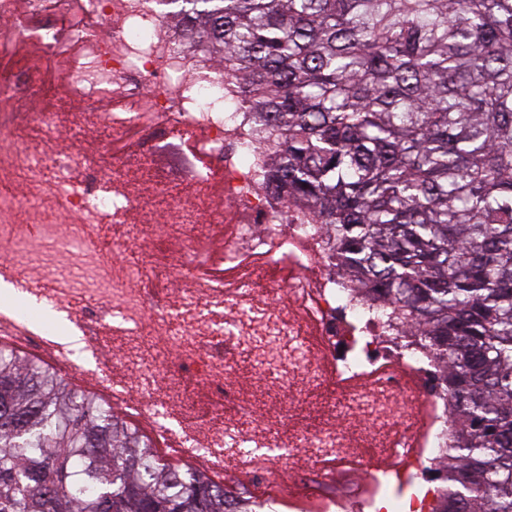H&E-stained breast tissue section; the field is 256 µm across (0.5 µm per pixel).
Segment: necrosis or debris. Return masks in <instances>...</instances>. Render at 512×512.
<instances>
[{
	"label": "necrosis or debris",
	"mask_w": 512,
	"mask_h": 512,
	"mask_svg": "<svg viewBox=\"0 0 512 512\" xmlns=\"http://www.w3.org/2000/svg\"><path fill=\"white\" fill-rule=\"evenodd\" d=\"M103 22L109 33L100 31ZM45 58L56 60V68L20 91L23 74ZM76 102L97 110V128L113 140L136 131L132 156L113 158L106 168L77 153L62 161L47 154L44 139ZM168 138L206 160L185 194L169 197L161 218L137 231L142 243L181 238L177 265L186 286L174 300L148 286L166 278L167 264L149 276L91 253L96 239L142 213L143 197L127 171L149 168L157 143ZM269 158L238 82L214 61L199 63L157 0H0V181L47 197L33 212L21 195L0 194V246L10 251L0 279L23 280L35 295L53 282L61 302L82 296L77 323L95 356L113 335L124 336L120 373L100 364L88 380L156 444L195 443L206 469L220 471L233 460L237 484L224 493L225 512H247L251 485L267 484L292 498L305 492L309 477L325 490L320 512H430L427 497L405 490L431 481L453 443L443 365L411 325L380 316L375 302L346 285L326 249L323 225L309 223L295 204L269 191L262 177ZM66 166L83 170L84 178L67 180ZM219 210L224 238L215 252L224 282L215 285L194 275L196 242L183 234ZM63 211L76 220L62 232ZM69 251L85 256L76 279L57 264ZM29 268L36 276H26ZM265 268L278 270L270 289L283 293L286 309L249 287ZM247 347L258 351L261 369L287 371L310 386L336 380L334 419L286 439L262 424L227 378L236 352ZM190 382L211 389L209 412L190 405ZM353 418L365 423L377 453L359 461L368 493L350 500L331 490L353 446L347 431ZM252 427L258 433L251 451L227 449V438Z\"/></svg>",
	"instance_id": "necrosis-or-debris-1"
}]
</instances>
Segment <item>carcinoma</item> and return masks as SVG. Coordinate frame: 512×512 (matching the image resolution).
<instances>
[{"label": "carcinoma", "mask_w": 512, "mask_h": 512, "mask_svg": "<svg viewBox=\"0 0 512 512\" xmlns=\"http://www.w3.org/2000/svg\"><path fill=\"white\" fill-rule=\"evenodd\" d=\"M277 140L273 192L401 304L459 425L433 512H512V0H165ZM0 512H224L94 394L0 345Z\"/></svg>", "instance_id": "obj_1"}]
</instances>
